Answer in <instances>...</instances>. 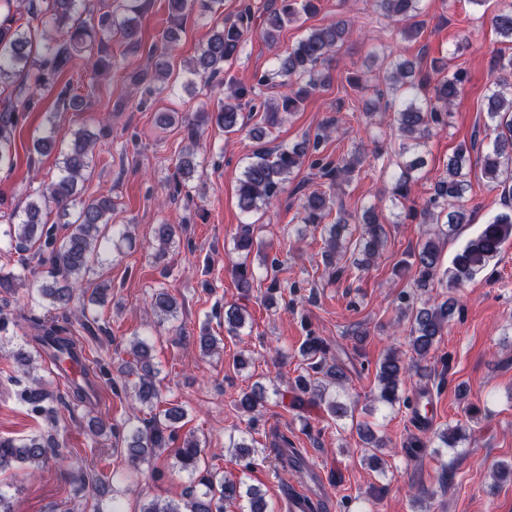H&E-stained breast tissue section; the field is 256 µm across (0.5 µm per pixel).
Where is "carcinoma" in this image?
Masks as SVG:
<instances>
[{"label": "carcinoma", "instance_id": "1", "mask_svg": "<svg viewBox=\"0 0 512 512\" xmlns=\"http://www.w3.org/2000/svg\"><path fill=\"white\" fill-rule=\"evenodd\" d=\"M20 13L27 15L24 22L12 12L0 18V89L9 90V101L0 110V168H12V142L18 124V114L31 110L42 90L57 91L56 101L63 109L82 111L84 97L77 93L72 83L58 84L59 78L71 69L75 59L84 55L92 62L95 75L112 68V59L106 54L105 42L114 35L130 46L140 43V0H120L115 10L100 12L91 0H17ZM173 14L185 18L187 3L198 5L201 13L214 12L221 0H168ZM318 0H280L279 7L271 10L267 26L262 31L265 42L274 44L283 27L300 20L301 15L318 11ZM423 0H373L376 10L384 17L403 24L402 32L416 36L423 28L419 20ZM252 13L244 6L238 17L224 19L215 25L200 47L195 60L185 71L193 84L195 78L214 77L224 71V65L239 58ZM491 25L502 41L512 46V0H501V6L490 18ZM351 35L344 20L312 27L277 59V67L260 75L256 84L266 86L273 79L288 88L281 102L260 99L255 88L247 89L228 83L224 102L219 110L203 113L192 119L180 117L176 112H165L158 117L162 127L181 122L187 139L197 145L211 124L226 133L246 127L244 111L262 113L264 126L250 131L252 139L261 142L266 129L275 128L281 115L298 110L300 103L313 91L321 88L330 79V70L336 51ZM175 29L167 34L168 51L150 56V74L134 77V81L147 85L152 91L154 81H167L172 74L171 51L175 49ZM493 69L499 71L490 83L487 95V117L484 140L460 143L448 158L447 171L433 188L428 201L421 210L422 223L443 224L440 230L418 244L410 253L412 261H402L397 267L414 272L419 291L429 287L441 266L443 237H452L465 224L471 223V215L459 205L471 187L469 174L473 165L480 166L482 176L488 182L502 188L503 197L512 195V53H501L496 57ZM386 80L390 88L392 103L398 105L393 113V124L402 138L400 153H408L423 146L436 132L448 127V117L454 102L462 94L466 74L457 69L436 81L428 73L415 70L412 62L401 58L389 60ZM432 86V95L419 100L418 92ZM47 135L35 140L34 149L40 154L53 151L57 145L56 128L48 120ZM330 131L323 128L314 139H306L293 147L260 146L254 150L243 168L237 188V205L249 214L261 206L275 201L290 175L301 167L308 150L318 151L328 140ZM104 136L103 130L91 132L80 129L73 133L66 148L60 150L55 178L43 189L32 194L24 215L17 220L0 224V241L16 252H26L35 244L49 249L39 260L41 270L30 267L20 260L17 266L0 267V332L8 333L9 325L16 324L8 312L10 298L17 289H31L32 304L47 309V312L64 313L70 309L77 297L76 285L94 271L99 263L102 242L108 239V226L115 203L112 192L100 193L83 199L79 185L84 182L86 171L91 166L97 141ZM363 152L356 148L344 157L321 164V187L303 190L299 221L305 225L321 228L324 243V259L329 276L335 280L346 271L341 260L348 249V224L344 218L343 199L339 195L342 184L352 180L363 164ZM421 163V158L395 162L398 171L392 177L391 197L394 200L408 197L412 173ZM196 171L194 153L187 152L176 165L172 175L175 193L188 187V181ZM58 207L62 213L76 209L74 221L68 223L67 233L56 239L51 229L42 221L43 210ZM336 214V222L325 223ZM175 226L160 224L156 230L158 249L156 260H161L174 243ZM387 231L379 220L374 205L366 207L361 217V232L355 240L354 250L362 254L360 264L370 266V260L384 247ZM512 238V206L492 217L481 233L470 240L452 259L444 271L448 287L459 288L471 280L491 259L500 252L505 241ZM234 250L240 261L233 270L238 288L249 291L254 271L248 259L254 249V225L241 224L233 237ZM458 305L457 299L443 300L428 297L421 306L410 308V330L408 347L419 364L429 357ZM150 309L164 322L176 317L175 298L165 288H159L151 296ZM247 311L233 303L224 306V327L230 336H241L246 324ZM64 329L52 322L42 325L41 344L52 350L71 349V344L60 341ZM130 353L135 363L137 380L131 385L129 398L132 408L146 405L158 409V413L142 427L130 429L121 441L125 443L123 453L128 462L136 466L147 455L157 449L166 448L179 437L176 424L185 416L178 405L161 408L159 370L151 362L150 345L139 338L130 343ZM299 356L305 367L303 373L294 378L297 398L305 395L325 405L334 421L354 418V404L342 397L348 381V368L337 354L317 336H308L301 343ZM407 369L399 351L388 352L377 364L375 378L379 393L377 401L387 407L397 403H410L400 394ZM24 403L47 410L48 393L35 378L32 385L21 393ZM266 388L261 383L244 392L235 401V407L244 415L255 416L265 406ZM466 437V429L460 425L435 431L426 438L413 437L407 443L409 453L416 455L438 443L441 448H456ZM200 441L189 435L176 449V463L186 473L189 486L182 499L174 502L151 501L141 512H226L236 507L239 512H273L264 496L254 487H243L237 480L226 478L217 472L202 473L198 468ZM49 443L43 435H32L24 439L0 438V473L23 463L38 466L48 459Z\"/></svg>", "mask_w": 512, "mask_h": 512}]
</instances>
